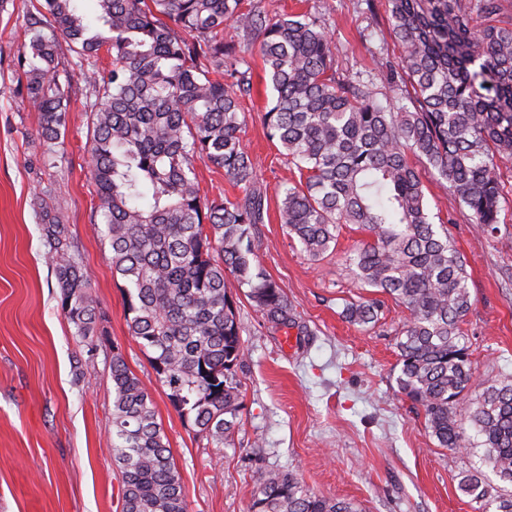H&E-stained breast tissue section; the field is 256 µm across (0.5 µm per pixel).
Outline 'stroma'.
I'll return each instance as SVG.
<instances>
[{"mask_svg":"<svg viewBox=\"0 0 512 512\" xmlns=\"http://www.w3.org/2000/svg\"><path fill=\"white\" fill-rule=\"evenodd\" d=\"M35 0H10L0 13V512H122V473L108 447L114 392L112 353L79 341L64 317L60 289L32 207L50 195L92 280L102 314L97 329L118 346L151 393L179 472L187 512H249L250 474L296 473L312 491L358 503L362 512H474L457 489L475 456L439 448L422 414L398 392L395 328L406 309L386 301L374 329L342 316L346 301L369 297L344 265L367 235L343 226L335 251L308 259L279 220L286 157L267 137L273 99L256 48L242 57L252 76L241 100L243 139L256 164L268 217L255 245L263 271L284 289L302 327L284 335L240 298L245 359L236 369L243 409L224 445L196 432L175 411L147 355L129 334L122 280L102 233L89 166L91 112L82 72L67 42L57 46L68 95L57 167L28 147L38 116L17 69ZM268 15L322 16L343 76L379 80L398 62L386 0H254ZM504 193L499 233L472 223L467 208L427 169L419 174L432 213L445 221L468 275L472 307L461 325L477 380L512 376V157L496 161Z\"/></svg>","mask_w":512,"mask_h":512,"instance_id":"obj_1","label":"stroma"}]
</instances>
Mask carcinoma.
<instances>
[{
    "instance_id": "cac0c4a2",
    "label": "carcinoma",
    "mask_w": 512,
    "mask_h": 512,
    "mask_svg": "<svg viewBox=\"0 0 512 512\" xmlns=\"http://www.w3.org/2000/svg\"><path fill=\"white\" fill-rule=\"evenodd\" d=\"M28 51L18 58L38 113L33 152L56 164L67 94L55 50L66 38L92 114L90 167L97 212L123 281L130 335L150 355L175 410L216 444L242 408L232 370L244 359L227 276L276 329L295 327L282 288L256 264L265 198L242 138L249 70L228 28L256 35L274 105L268 138L285 151L281 223L312 261L335 251L340 227L370 240L347 262L360 287L405 306L395 330L398 392L423 413L438 447L471 455L458 489L476 512H512V376L476 382L460 324L472 303L465 264L434 223L409 156L448 183L481 228L497 229L503 186L493 160L512 156V20L502 0H387L399 42L400 103L380 104L377 83L338 75L324 20L270 17L253 0H96L94 31L79 0H36ZM483 23L477 24L476 17ZM112 68L101 74V53ZM224 172L240 193L200 194L196 162ZM33 208L61 289L60 307L85 341L97 301L58 207ZM381 300L345 304L347 322L379 321ZM112 457L124 512H187L180 475L154 400L121 352L112 353ZM250 512H361L319 495L290 471L251 475Z\"/></svg>"
}]
</instances>
